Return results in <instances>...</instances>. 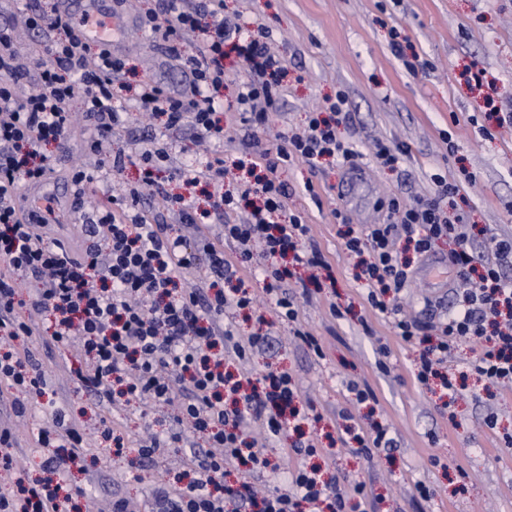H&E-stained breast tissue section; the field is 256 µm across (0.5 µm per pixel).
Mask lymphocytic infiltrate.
<instances>
[{"label":"lymphocytic infiltrate","instance_id":"f902f5d3","mask_svg":"<svg viewBox=\"0 0 512 512\" xmlns=\"http://www.w3.org/2000/svg\"><path fill=\"white\" fill-rule=\"evenodd\" d=\"M20 22L37 31L28 66L17 62L10 27L0 26V402L26 416L47 393L46 372L16 341L35 339L57 348L58 361L77 390L115 407L138 405L145 432L137 452L158 465L183 454L184 467L158 487L152 512H362L371 500L364 483L341 488L323 481L314 467L289 470L287 489L257 495L248 475L269 465L261 449L243 434L246 420L262 421L277 437L308 412L299 410L300 391L285 370L233 373L225 359L244 362L268 345L270 333L240 336L224 324L226 311L248 310L266 324L265 310L287 322L293 337L316 359L326 357L321 336L299 318L291 291L299 284L298 266L315 268L317 291L335 288L336 275L312 242L303 212L287 211L288 185L279 169L319 158L345 166L358 153L338 127L349 120L347 97L337 92L329 117L308 113L301 130L282 133L275 148L258 145V133L281 94L285 69L270 52L269 31L257 25L248 34L224 18V0H155L140 16L165 53L178 57L190 79L175 93L151 76L136 86L135 112L164 116L166 129L190 125L198 139L223 141L224 59L235 52L249 74L236 93L235 127L251 147L248 159L210 160L203 173L175 169L171 178L193 185H215L209 207L198 210L192 198L176 196L182 232L149 221L142 202L155 183L167 153L156 136L144 137L134 151L138 183L121 194L96 191L94 173L78 169L71 181L76 196L96 194L90 207H77L73 223L82 228L79 245L37 230L24 218L19 191L43 183L50 170L48 145L66 149L74 133L70 102L82 94L85 147L100 165L122 171L124 155L113 153L112 138L130 118L115 102L126 90L125 61L104 46L83 38L71 17L24 0ZM195 34L194 53L182 54L180 42ZM250 168L253 181L237 192L218 188L229 168ZM433 195L406 203L390 197L381 223L347 227L343 243L358 258L356 280L367 288L372 311L390 317L396 336L421 344L414 377L421 385L439 380L443 390L457 389L446 374L460 345H469L470 371L496 385H512V278L503 267L512 261V238L487 235L474 247L470 227L447 202L459 193L457 181L434 174ZM256 199L246 220L224 224L217 239L202 232L201 218L235 210L239 201ZM452 243L445 260L464 285L455 289L456 309L440 320L402 317L397 295L413 278L416 261L433 252L436 241ZM236 247L224 256V243ZM269 258L261 293L233 286L253 269V246ZM32 280L35 292L22 296ZM174 406V420L203 437L205 447L186 449L180 434L153 432V408ZM37 447L47 456L42 479L18 476L14 488L0 494V512H61L60 491L88 499L85 487L68 485L72 465L86 454L83 429L75 416L56 409L51 428L39 430Z\"/></svg>","mask_w":512,"mask_h":512}]
</instances>
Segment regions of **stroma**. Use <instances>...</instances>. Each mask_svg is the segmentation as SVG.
Instances as JSON below:
<instances>
[{
  "instance_id": "1",
  "label": "stroma",
  "mask_w": 512,
  "mask_h": 512,
  "mask_svg": "<svg viewBox=\"0 0 512 512\" xmlns=\"http://www.w3.org/2000/svg\"><path fill=\"white\" fill-rule=\"evenodd\" d=\"M224 12L238 16L242 25L266 26L274 50L287 69L283 95L268 125L258 137L262 147L278 143L280 132L302 127L308 112L326 109L337 91L348 97L351 120L343 135L362 152L364 177L350 183L346 168L327 160L312 168L298 162L283 167L281 180L288 185L290 209L303 211L313 228L314 240L336 273L335 293L298 296L303 322L328 346L325 361L317 362L292 340L287 323L274 325L269 348L250 359L253 370L267 364L288 370L302 397L322 414L318 437L325 453L321 464L340 484L365 482L376 512H512V447H505L502 433L512 434V387L484 390L470 382L451 408H444L437 391L418 384L413 377L415 350L395 335L392 322L374 313L364 290L353 278V260L339 236L333 212L341 210L353 225L374 224L384 216L391 195L404 201L432 192L433 174L461 182L456 200L467 223L501 236H512V127L496 129L484 138L479 122L484 118L482 95L469 89L466 72L471 66L484 70L498 96L512 101V0H224ZM113 12L123 14L127 26L112 46L124 57L128 81L150 74L169 90L186 81L175 61L145 37L140 26L142 10L153 0H110ZM399 31L404 57L415 56L423 66L406 68L391 50V31ZM406 148L396 169L379 166L369 151L374 141ZM171 166L193 171L204 169L213 149L199 146L190 127L169 139ZM50 181L73 195L71 173L88 168L92 160L81 138H73L66 151H52ZM476 179L466 182L463 172ZM313 182L318 194L310 199L305 182ZM421 263L401 294L404 312L416 318L428 314L427 301L438 304V314L451 312L450 288L428 276ZM349 308L345 318L329 314L330 304ZM372 335H365L364 326ZM388 350L390 375L376 368L378 346ZM48 390L56 405L73 411L81 421L90 449L82 469L74 470L73 482L86 487L103 501L121 496L144 506L158 481L168 471L145 469L134 449L122 455L102 454L99 410L90 398L75 391L66 373L47 364ZM368 382L376 391L375 409L357 407L345 388L347 379ZM55 405V406H56ZM53 408V407H52ZM52 408L35 407L19 421L0 406V424L12 425L22 451L19 455L32 475L42 473L43 452L34 449L32 432L50 425ZM496 411L500 429L484 424L488 411ZM380 422L389 426L397 444L392 456L373 461L347 452H330L333 440L346 426L364 429ZM291 435L259 439L278 471L254 477L264 490L287 485L286 472L299 457L283 456ZM433 492L421 500L417 482Z\"/></svg>"
}]
</instances>
